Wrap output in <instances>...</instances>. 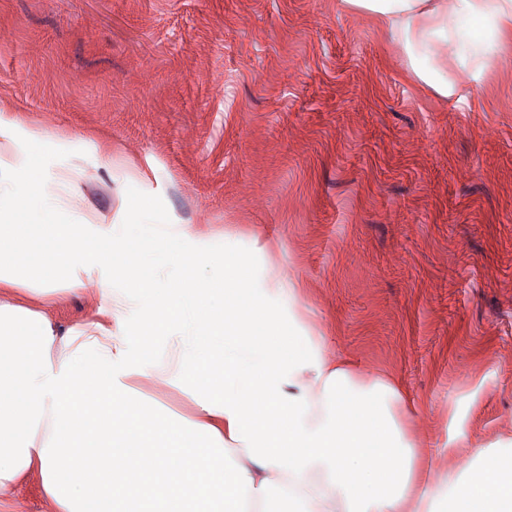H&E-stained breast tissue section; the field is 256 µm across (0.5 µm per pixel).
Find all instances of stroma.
Segmentation results:
<instances>
[{"label": "stroma", "instance_id": "obj_1", "mask_svg": "<svg viewBox=\"0 0 512 512\" xmlns=\"http://www.w3.org/2000/svg\"><path fill=\"white\" fill-rule=\"evenodd\" d=\"M1 113L79 213L274 277L329 360L398 381L435 468L512 441V60L461 106L339 0H0Z\"/></svg>", "mask_w": 512, "mask_h": 512}]
</instances>
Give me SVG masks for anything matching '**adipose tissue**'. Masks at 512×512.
I'll list each match as a JSON object with an SVG mask.
<instances>
[{
  "label": "adipose tissue",
  "instance_id": "1",
  "mask_svg": "<svg viewBox=\"0 0 512 512\" xmlns=\"http://www.w3.org/2000/svg\"><path fill=\"white\" fill-rule=\"evenodd\" d=\"M341 3L372 13L413 75L458 104L512 56V0ZM437 39L472 61L469 84L433 64ZM22 176L0 191V292L16 297L0 303V507L34 478L51 512H512V445L425 482L405 391L281 329L274 279L243 259L225 273L206 234L145 209L125 224L70 220L41 171ZM117 238L131 249L114 252ZM93 276L94 330H59L27 303ZM116 312L133 340L113 334ZM140 377L180 391L191 414L142 392Z\"/></svg>",
  "mask_w": 512,
  "mask_h": 512
}]
</instances>
